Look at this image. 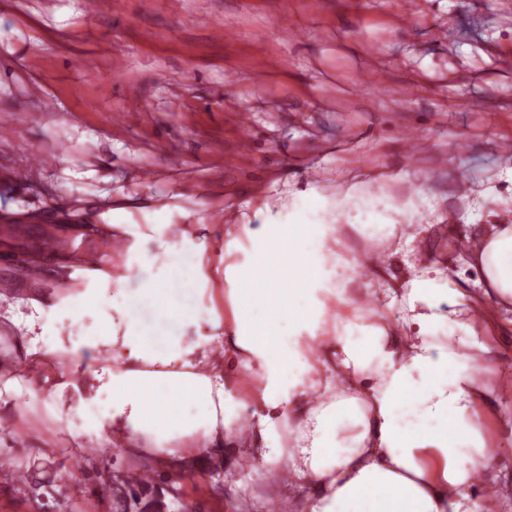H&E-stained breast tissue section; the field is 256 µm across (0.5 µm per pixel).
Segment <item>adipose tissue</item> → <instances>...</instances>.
Instances as JSON below:
<instances>
[{
  "mask_svg": "<svg viewBox=\"0 0 512 512\" xmlns=\"http://www.w3.org/2000/svg\"><path fill=\"white\" fill-rule=\"evenodd\" d=\"M329 204L316 187L296 192L288 214L242 213L224 238L227 314L197 316V282L208 280L204 243L182 235L170 274L143 282L136 293L105 302L97 285L46 307L34 303L24 319L23 359L0 362V380L42 365L39 384L54 394L73 389L75 410L108 395L105 412L89 426L156 456L205 455L224 444L234 417L248 406L262 410V425L248 442L252 457L282 464L290 486L307 493L305 512H480L476 477L492 461L478 406V373L489 348L438 330L467 326L479 299L512 306V225L490 224L471 255L482 298L459 295L443 313L442 267L420 269L407 282L403 323H342L335 336L319 332L328 308L347 311L343 287L319 289L324 257L336 229L324 223ZM88 309L101 312L93 334L73 339L57 318ZM194 337H187V328ZM85 365L70 384L48 363L59 356ZM241 361V399L227 403L224 364ZM342 391L332 400L333 391ZM415 400L426 417L406 425L400 414ZM280 423L293 446L271 442L267 426ZM353 425L355 448L336 449V435ZM481 449L476 471L460 470L458 449Z\"/></svg>",
  "mask_w": 512,
  "mask_h": 512,
  "instance_id": "1",
  "label": "adipose tissue"
}]
</instances>
